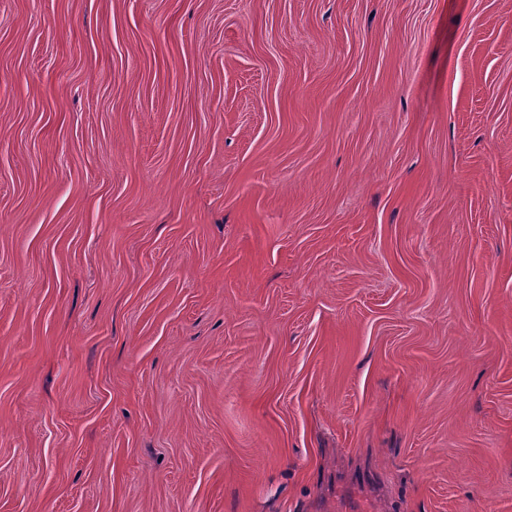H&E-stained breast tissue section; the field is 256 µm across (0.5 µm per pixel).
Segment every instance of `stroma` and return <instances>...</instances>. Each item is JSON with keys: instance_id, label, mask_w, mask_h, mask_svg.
Masks as SVG:
<instances>
[{"instance_id": "1", "label": "stroma", "mask_w": 512, "mask_h": 512, "mask_svg": "<svg viewBox=\"0 0 512 512\" xmlns=\"http://www.w3.org/2000/svg\"><path fill=\"white\" fill-rule=\"evenodd\" d=\"M0 512H512V0H0Z\"/></svg>"}]
</instances>
